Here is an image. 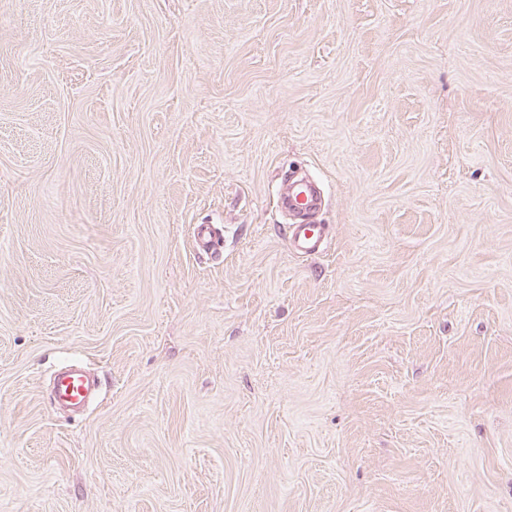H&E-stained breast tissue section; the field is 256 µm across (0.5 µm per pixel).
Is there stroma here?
Here are the masks:
<instances>
[{
	"label": "stroma",
	"mask_w": 512,
	"mask_h": 512,
	"mask_svg": "<svg viewBox=\"0 0 512 512\" xmlns=\"http://www.w3.org/2000/svg\"><path fill=\"white\" fill-rule=\"evenodd\" d=\"M0 512H512V0H0ZM320 197L312 184L289 186L283 197V203L288 208L307 212L318 208ZM289 249L298 254L314 256L324 250V226L318 224H290ZM55 404H67L78 408L84 403L91 389L90 382L81 374L58 368L54 371Z\"/></svg>",
	"instance_id": "1"
}]
</instances>
